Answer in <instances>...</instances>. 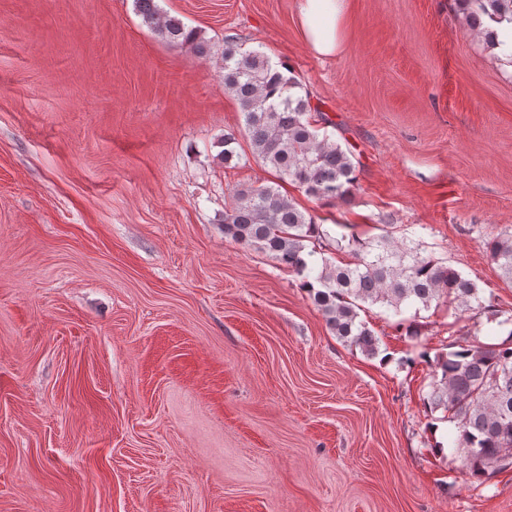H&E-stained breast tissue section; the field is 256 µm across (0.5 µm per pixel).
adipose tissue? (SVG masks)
<instances>
[{
    "instance_id": "obj_1",
    "label": "adipose tissue",
    "mask_w": 512,
    "mask_h": 512,
    "mask_svg": "<svg viewBox=\"0 0 512 512\" xmlns=\"http://www.w3.org/2000/svg\"><path fill=\"white\" fill-rule=\"evenodd\" d=\"M345 0H298L297 15L304 39L319 57H332L343 48L341 21Z\"/></svg>"
}]
</instances>
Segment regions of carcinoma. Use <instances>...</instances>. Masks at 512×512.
<instances>
[{"instance_id": "cac0c4a2", "label": "carcinoma", "mask_w": 512, "mask_h": 512, "mask_svg": "<svg viewBox=\"0 0 512 512\" xmlns=\"http://www.w3.org/2000/svg\"><path fill=\"white\" fill-rule=\"evenodd\" d=\"M134 7L162 40L214 59L223 70L224 91L242 116L241 129L224 133V165L239 160L241 135L255 159L322 204L351 193L357 180L353 152L310 121L309 94L291 68L280 69L262 50L230 38L213 49L198 30L161 13L157 0H134ZM453 10L485 36L491 49L496 43L489 23L512 25V0H453ZM224 237L272 256L295 273L336 336L371 356L378 354L379 342L360 319L367 305L395 314L441 303L462 313L490 309L473 280L427 254L419 240L343 235L336 250L352 252L356 262L334 263L319 249L331 240L329 231L272 184L234 190L224 211ZM482 246L512 286V235L488 237ZM430 366L427 399L452 426L447 443L437 448H451L481 484L512 466V340L487 344L458 336Z\"/></svg>"}]
</instances>
